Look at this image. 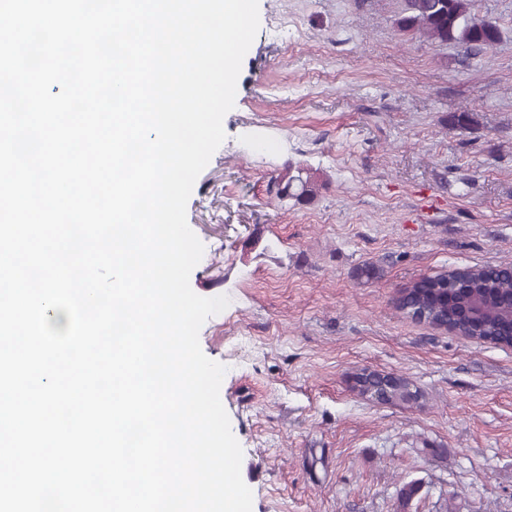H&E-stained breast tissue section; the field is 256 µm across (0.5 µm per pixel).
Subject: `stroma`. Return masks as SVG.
Returning <instances> with one entry per match:
<instances>
[{"label":"stroma","instance_id":"obj_1","mask_svg":"<svg viewBox=\"0 0 512 512\" xmlns=\"http://www.w3.org/2000/svg\"><path fill=\"white\" fill-rule=\"evenodd\" d=\"M403 0H259L260 26L195 181L190 275L228 307L199 332L252 512H512V348L413 320L399 292L512 262V0H475L501 39L467 51L399 30ZM288 19L276 28L275 18ZM469 109L472 128L449 117ZM300 165L309 204L275 182ZM379 275L357 278L362 264ZM368 369L418 400L361 395Z\"/></svg>","mask_w":512,"mask_h":512}]
</instances>
